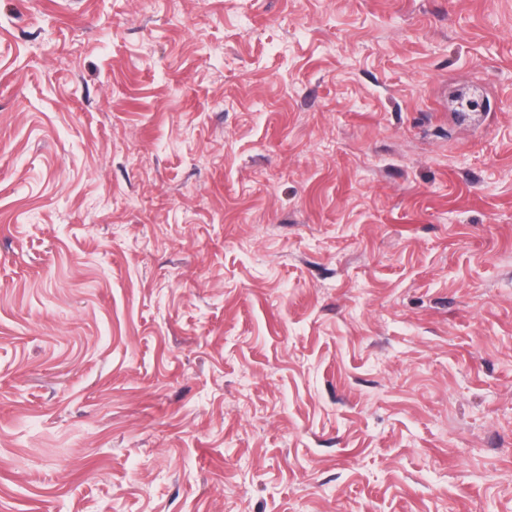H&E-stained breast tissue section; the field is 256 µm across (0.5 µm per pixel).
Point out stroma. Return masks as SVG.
<instances>
[{
    "instance_id": "obj_1",
    "label": "stroma",
    "mask_w": 512,
    "mask_h": 512,
    "mask_svg": "<svg viewBox=\"0 0 512 512\" xmlns=\"http://www.w3.org/2000/svg\"><path fill=\"white\" fill-rule=\"evenodd\" d=\"M0 512H512V0H0Z\"/></svg>"
}]
</instances>
